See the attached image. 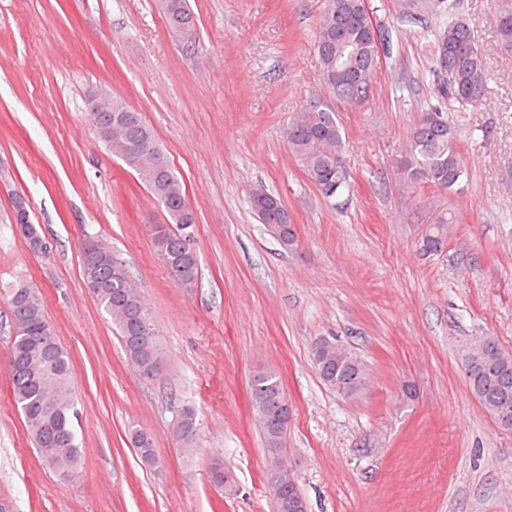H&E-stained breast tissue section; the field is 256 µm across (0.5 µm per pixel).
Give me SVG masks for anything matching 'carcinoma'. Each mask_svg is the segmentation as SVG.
<instances>
[{"instance_id": "carcinoma-1", "label": "carcinoma", "mask_w": 512, "mask_h": 512, "mask_svg": "<svg viewBox=\"0 0 512 512\" xmlns=\"http://www.w3.org/2000/svg\"><path fill=\"white\" fill-rule=\"evenodd\" d=\"M496 2V42L511 52L512 0ZM159 6L168 28L183 43H195L198 19L188 0H159ZM315 44L322 69L333 72L331 91L346 101L357 100L360 93L352 92L349 86L351 74L358 67L378 62L383 45L382 33L373 24L365 0H328L318 22ZM435 51L439 93L473 110L483 106L486 97L474 100L470 96L474 88L488 92L486 62L470 24L463 19L448 22L436 38ZM90 116L112 155L135 172L165 207L169 223L152 226L154 244L171 278L186 287L194 285L199 259L196 251L186 249L184 240L194 236L195 214L185 209L188 199L181 176L170 164L164 170L160 168V159L167 158L166 153L156 143L142 114L126 102L114 98L112 111L92 112ZM285 137L288 150L317 181L321 194L335 196L344 186L338 163L342 134L336 111L316 100L288 118ZM458 142L448 113L437 108L421 112L406 135L398 167L413 181L423 180L451 190L466 175ZM249 204L267 231L279 233L277 240L282 246L290 249L297 244L296 225L278 196L258 187L249 193ZM452 229L453 219L448 213L438 214L426 226L422 250L429 254L443 251ZM80 262L84 286L117 328L128 360L142 377H155L163 365V353L148 307L134 288L126 265L97 237L84 240ZM8 305L13 401L41 462L58 477L67 479L81 455L70 355L46 318L41 294L27 280L20 279L10 288ZM470 350L474 356L465 361L470 392L492 416L500 405L512 410V351L490 336L475 342ZM312 359L329 387H335L339 378L347 383V397H355L364 389L367 365L356 351L320 338L313 344ZM250 392L268 457L283 462L284 436L276 423L277 401L283 395L281 381L272 371H260L251 381ZM175 433L183 450H196L198 424L193 409H182ZM126 435L141 463L153 470L163 467L150 432L131 423ZM226 472L230 469L224 466L223 458H210L209 482L219 491L224 490Z\"/></svg>"}]
</instances>
